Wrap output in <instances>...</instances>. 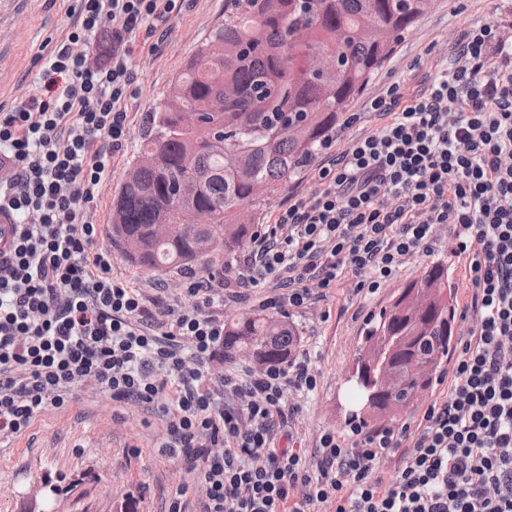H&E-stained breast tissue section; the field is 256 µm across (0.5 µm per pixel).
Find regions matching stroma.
<instances>
[{"mask_svg":"<svg viewBox=\"0 0 512 512\" xmlns=\"http://www.w3.org/2000/svg\"><path fill=\"white\" fill-rule=\"evenodd\" d=\"M74 0H0V107L11 108L38 92L41 64L37 55L51 50L71 25ZM502 0H433L414 28L397 45L361 95L351 113L360 122L340 120L334 150L349 146L366 130L380 126L365 104L387 82H398L404 96L426 87L450 62V47L470 22L497 21ZM224 22V0H197L190 10L169 17V35L157 51L138 47L132 55L137 94L130 100V128L112 175L93 208L98 223L110 224L112 197L138 156L147 117L162 102L211 32ZM448 265V287L461 297V267L448 249V231L440 229L434 250L405 264L374 295H353L350 285L333 288L324 301L306 311L279 309L275 315L299 330L296 354L315 366L317 390L301 404L296 420L303 447L315 448L327 430L347 431L358 410V395L347 381L355 367L367 321L388 306L399 291L433 262ZM114 273L143 286L153 297L180 296L182 274L156 275L130 265L120 251L112 253ZM164 429L153 412L112 403L93 385L75 388L69 406L39 416L17 442L0 446V512H25L37 503L42 512H168L177 489L191 476L154 452ZM55 488L44 499L46 488Z\"/></svg>","mask_w":512,"mask_h":512,"instance_id":"1","label":"stroma"}]
</instances>
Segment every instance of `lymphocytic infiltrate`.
I'll return each mask as SVG.
<instances>
[{
	"instance_id": "f902f5d3",
	"label": "lymphocytic infiltrate",
	"mask_w": 512,
	"mask_h": 512,
	"mask_svg": "<svg viewBox=\"0 0 512 512\" xmlns=\"http://www.w3.org/2000/svg\"><path fill=\"white\" fill-rule=\"evenodd\" d=\"M190 3L76 0L38 93L0 109V212L15 221L0 250V441L90 381L164 418L156 454L201 487L168 512H512V20L462 30L420 94L373 97L382 125L313 167L318 191L254 234L235 283L188 275V308L113 275L91 206L127 141L134 44ZM443 226L471 327L415 421H353L311 451L293 425L318 386L309 359L211 376L219 307L272 281L287 290L261 308H308L347 277L374 294Z\"/></svg>"
}]
</instances>
